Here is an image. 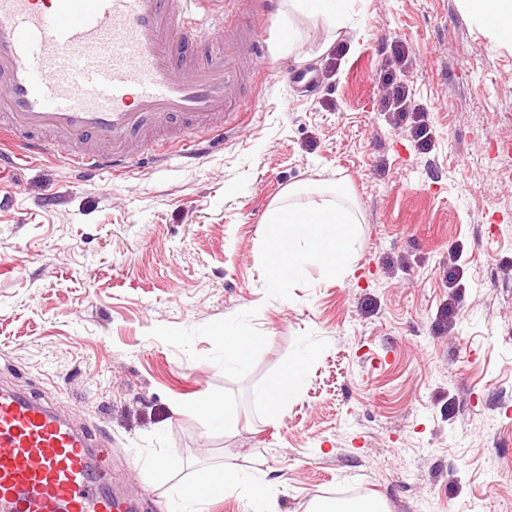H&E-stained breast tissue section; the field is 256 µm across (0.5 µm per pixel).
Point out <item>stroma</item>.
Returning a JSON list of instances; mask_svg holds the SVG:
<instances>
[{
	"instance_id": "obj_1",
	"label": "stroma",
	"mask_w": 512,
	"mask_h": 512,
	"mask_svg": "<svg viewBox=\"0 0 512 512\" xmlns=\"http://www.w3.org/2000/svg\"><path fill=\"white\" fill-rule=\"evenodd\" d=\"M255 22L269 72L207 156L90 182L60 156L0 172V382L99 432L102 479L138 512L226 462L277 481L278 512L341 489L512 512V46L462 0H352L306 62L277 53L278 16ZM292 185L351 191L353 276L268 286L264 220ZM228 320L260 339L240 371ZM303 351L306 384L271 416L266 385ZM206 393L236 430L174 412Z\"/></svg>"
}]
</instances>
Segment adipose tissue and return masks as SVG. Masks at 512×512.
Listing matches in <instances>:
<instances>
[{"mask_svg":"<svg viewBox=\"0 0 512 512\" xmlns=\"http://www.w3.org/2000/svg\"><path fill=\"white\" fill-rule=\"evenodd\" d=\"M466 9L498 40L512 44V0H464ZM349 0H282L278 51L296 53L300 43L312 47V56L323 55L346 27ZM312 19L307 28L292 19ZM301 190L289 188L288 205L272 209L265 222L264 258L269 287L288 290L293 281L317 265L343 279L353 275L354 205L345 202V190L336 188L331 198L298 203ZM224 494L244 499L246 512H275L277 484L262 472H248L236 464L224 465L208 476Z\"/></svg>","mask_w":512,"mask_h":512,"instance_id":"adipose-tissue-1","label":"adipose tissue"}]
</instances>
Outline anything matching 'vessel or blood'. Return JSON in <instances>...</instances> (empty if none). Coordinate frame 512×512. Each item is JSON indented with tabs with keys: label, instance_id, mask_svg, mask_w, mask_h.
I'll return each mask as SVG.
<instances>
[{
	"label": "vessel or blood",
	"instance_id": "b4317fda",
	"mask_svg": "<svg viewBox=\"0 0 512 512\" xmlns=\"http://www.w3.org/2000/svg\"><path fill=\"white\" fill-rule=\"evenodd\" d=\"M276 0H0V167L65 151L86 177L130 169L154 130L198 156L235 133L267 48L248 13ZM99 441L0 385V512H135L104 490Z\"/></svg>",
	"mask_w": 512,
	"mask_h": 512
}]
</instances>
